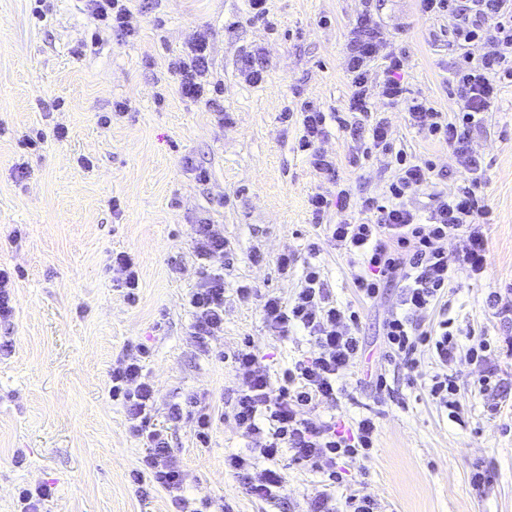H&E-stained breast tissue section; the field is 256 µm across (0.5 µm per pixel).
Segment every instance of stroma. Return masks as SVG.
Masks as SVG:
<instances>
[{"label": "stroma", "mask_w": 512, "mask_h": 512, "mask_svg": "<svg viewBox=\"0 0 512 512\" xmlns=\"http://www.w3.org/2000/svg\"><path fill=\"white\" fill-rule=\"evenodd\" d=\"M0 0V267L18 274L17 311L0 355V512H14L21 485L49 484L43 512H173L164 491L140 497L129 480L144 455L128 431L122 406L108 395L116 360L151 352L147 369L157 390L153 427H167L169 400L205 397L219 419L200 444L187 417L168 429L169 446L193 476L192 497L229 502L235 512H308L322 490V473L293 465L285 494L261 500L224 469L225 456L244 451L248 439L235 424L236 388L230 361L244 340L271 373L287 368L309 348L307 336L270 335L262 308L268 296L291 298L308 262L320 265L330 299L351 306L353 331L367 344V363L345 377L322 417L354 424L374 417L369 458L341 465L337 500L367 494L378 512H512V358H501L490 390L476 383L477 365L458 358L448 367L461 405L449 416L430 397L436 365L420 356L407 373L382 359V327L396 289L359 301L352 267L311 220L308 200L350 189L354 197H380L395 175L389 156L370 151L367 126L386 117L392 149L412 160H432L447 184L460 179L445 143L413 129L405 111L372 96L371 114L350 111L344 66L349 31L361 0H268V17L252 18L247 0H130L140 20L136 37L100 31L83 0ZM374 20L390 48L402 53L409 97L439 111L457 108L449 84L464 53L448 14H421L417 0H373ZM331 25L324 26L320 17ZM200 30L210 36L212 77L224 87L230 121L221 125L203 102L183 98L170 61ZM98 45L76 49L92 34ZM263 49L266 73L251 85L240 75L244 57ZM307 100L364 127L358 137L335 128L323 141L336 160V179L314 171L296 144L299 124L281 112ZM128 105L111 124L100 122L113 102ZM64 137H56V127ZM471 146L484 167L482 194L493 212L484 225L489 261L477 279L456 260L460 244L446 243L455 266L448 283V316L461 336L502 344L512 338V311L489 310V292L512 289V85L502 88ZM90 166H82L81 158ZM207 170L194 179L187 163ZM224 228V333L200 348L190 334L187 297L202 277L192 226L201 213ZM137 263L138 299L128 303L113 254ZM295 258L289 273L277 259ZM249 286L248 299L238 295ZM376 367L387 380L376 393L365 374ZM22 462H15L16 450Z\"/></svg>", "instance_id": "1"}]
</instances>
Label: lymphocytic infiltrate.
I'll use <instances>...</instances> for the list:
<instances>
[{"mask_svg":"<svg viewBox=\"0 0 512 512\" xmlns=\"http://www.w3.org/2000/svg\"><path fill=\"white\" fill-rule=\"evenodd\" d=\"M128 0H85L87 11L104 29L131 38L137 33ZM424 14L448 13L454 20V36L460 45L487 41L492 49L480 56L463 55L451 72L450 85L458 101L453 115L435 110L426 102L407 97L398 80L404 68L402 55L385 51L386 40L372 17L363 9L346 43V66L351 79V108L359 113L370 110L368 72L371 62L384 58L381 97L402 107L418 132L448 145L465 176L449 189L429 191L427 213L407 206L406 200L428 185L436 171L432 161L414 162L394 154L397 175L387 189L386 203L362 198L360 209L376 213L375 223L348 218L352 196L338 190L335 197L317 193L309 206L314 223H322L329 209H336L339 221L327 226L337 250L354 267L352 283L365 301L381 297L386 289L399 291L397 308L383 327L384 357L401 360L408 371L418 366L419 348L432 349L440 364H448L458 354L482 367L480 386H490L495 375L496 354L488 340L480 339L460 349L449 320H441L438 332L422 329L418 319L433 310L444 297L450 277V262L442 243L459 240V261L469 276L482 275L488 264V243L482 227L491 213L481 197L482 168L470 147L471 132L485 121L504 85H512V0H419ZM182 96L207 101L216 117L224 109L210 94L211 69L209 36L200 32L187 48L169 63ZM282 121H299L301 135L297 149L306 155L314 170L331 179L335 176L332 157L321 149L328 136L329 122L347 127L338 113L325 112L313 102H302L299 109H285ZM192 310L191 334L198 341L224 330V276L205 274L188 296ZM263 318L273 335L284 337L291 330L308 336V355L286 368L280 379H272L253 346L243 345L233 356L238 380L233 417L251 440L245 452L229 455L224 467L256 498L272 500L286 487V476L278 462L283 454L339 482V461L366 459L374 444L377 425L372 417L361 418L356 427H344L342 420L317 416V409L336 400V385L365 356L360 337L349 332L347 323L357 320V312H345L325 296L319 266L307 264L304 285L289 300L269 297ZM147 352L123 359L112 368L108 394L122 405L129 431L142 438L143 455L129 477L137 486L150 485L164 490L178 512H208V498H191L186 489L191 474L171 455L164 430L147 429L156 409L154 385L145 371Z\"/></svg>","mask_w":512,"mask_h":512,"instance_id":"obj_1","label":"lymphocytic infiltrate"}]
</instances>
